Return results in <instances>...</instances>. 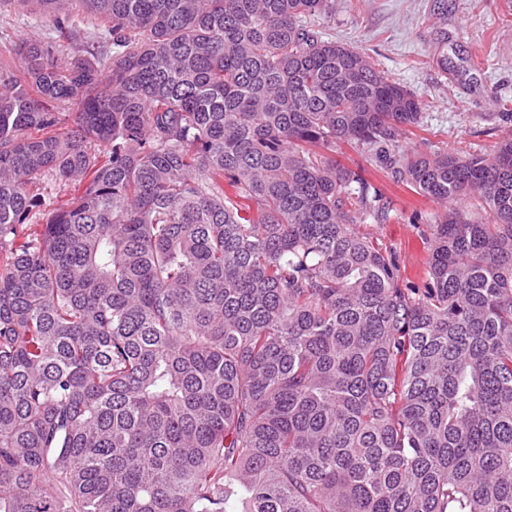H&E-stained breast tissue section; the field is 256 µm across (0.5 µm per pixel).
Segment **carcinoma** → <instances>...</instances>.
<instances>
[{
  "label": "carcinoma",
  "mask_w": 512,
  "mask_h": 512,
  "mask_svg": "<svg viewBox=\"0 0 512 512\" xmlns=\"http://www.w3.org/2000/svg\"><path fill=\"white\" fill-rule=\"evenodd\" d=\"M29 2L72 46L0 32V512H512V138L403 150L329 0ZM341 142L448 205L422 285Z\"/></svg>",
  "instance_id": "obj_1"
}]
</instances>
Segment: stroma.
Returning a JSON list of instances; mask_svg holds the SVG:
<instances>
[{"label": "stroma", "instance_id": "stroma-1", "mask_svg": "<svg viewBox=\"0 0 512 512\" xmlns=\"http://www.w3.org/2000/svg\"><path fill=\"white\" fill-rule=\"evenodd\" d=\"M314 28L369 54L375 67L413 93L422 124L407 128L406 149L486 152L512 135L497 99L512 100V0H331ZM338 163L361 170L389 203L388 218L355 225L394 255L403 279L422 283L432 251L427 229L444 204L394 183L358 147L340 145Z\"/></svg>", "mask_w": 512, "mask_h": 512}]
</instances>
